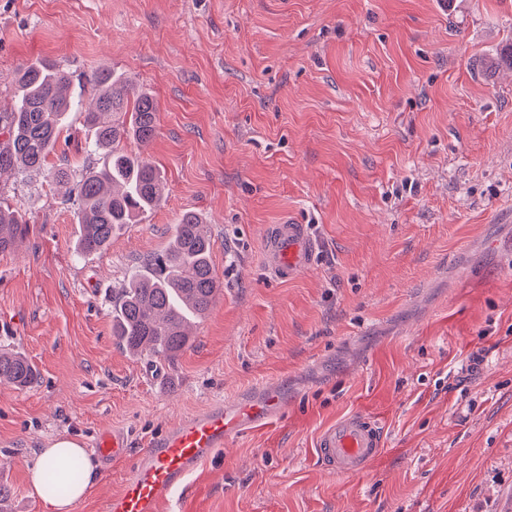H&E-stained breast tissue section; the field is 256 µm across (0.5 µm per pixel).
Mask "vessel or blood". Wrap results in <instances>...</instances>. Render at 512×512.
I'll use <instances>...</instances> for the list:
<instances>
[{
  "mask_svg": "<svg viewBox=\"0 0 512 512\" xmlns=\"http://www.w3.org/2000/svg\"><path fill=\"white\" fill-rule=\"evenodd\" d=\"M317 246L306 225L295 220L270 225L265 240L267 266L280 281L296 278L314 262ZM279 392L258 390L230 404H213L184 417L130 454L127 434L118 428L99 433L94 449L104 468L130 460L120 491L107 501L105 512H161L164 504L184 489L197 470L228 438L254 430L278 418ZM382 449V435L370 417L351 413L323 429L316 454L336 475L362 472Z\"/></svg>",
  "mask_w": 512,
  "mask_h": 512,
  "instance_id": "b4317fda",
  "label": "vessel or blood"
}]
</instances>
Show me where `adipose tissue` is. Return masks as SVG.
<instances>
[{"mask_svg":"<svg viewBox=\"0 0 512 512\" xmlns=\"http://www.w3.org/2000/svg\"><path fill=\"white\" fill-rule=\"evenodd\" d=\"M81 459L85 466L84 481L74 487L69 495L58 497L49 493L43 482L46 469L65 472L71 459ZM96 473V465L88 449L75 440L63 437L55 441L50 447L42 449L36 462L30 469V485L37 496L49 509V512H73L74 506L82 501L89 492Z\"/></svg>","mask_w":512,"mask_h":512,"instance_id":"obj_1","label":"adipose tissue"}]
</instances>
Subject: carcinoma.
<instances>
[{
    "instance_id": "1",
    "label": "carcinoma",
    "mask_w": 512,
    "mask_h": 512,
    "mask_svg": "<svg viewBox=\"0 0 512 512\" xmlns=\"http://www.w3.org/2000/svg\"><path fill=\"white\" fill-rule=\"evenodd\" d=\"M97 95L88 107L68 95L66 69L34 62L19 72L16 106L0 112V175L13 171L43 173L77 205L81 231L76 250L90 255L107 249L112 237L134 216L152 211L162 200L160 173L143 158L125 150L133 139L150 142L156 134L155 99L132 89L115 71L94 75ZM71 112L83 114L94 135L87 150L101 151L103 164L79 171L67 166L47 168ZM29 232L25 215L0 201V252L12 250ZM208 225L186 212L174 226L166 249L147 262L144 274L112 291L113 335L127 352L174 360L191 341L189 323L202 318L221 293L222 283L210 260ZM37 370L27 359L0 349V382L30 386ZM83 476L74 458L64 474L45 473V484L65 495Z\"/></svg>"
}]
</instances>
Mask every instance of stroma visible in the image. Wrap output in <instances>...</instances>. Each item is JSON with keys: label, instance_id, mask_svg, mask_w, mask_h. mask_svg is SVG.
I'll return each instance as SVG.
<instances>
[{"label": "stroma", "instance_id": "obj_1", "mask_svg": "<svg viewBox=\"0 0 512 512\" xmlns=\"http://www.w3.org/2000/svg\"><path fill=\"white\" fill-rule=\"evenodd\" d=\"M512 0H0V112L35 62L74 97L123 72L157 102L125 142L164 199L78 255L75 205L43 176L0 177L30 227L0 253V346L39 372L0 384V512H48L29 469L60 436L132 450L180 418L265 386L284 409L230 440L164 512H512ZM72 114L52 164L97 165ZM223 282L177 360L112 334V291L182 215ZM320 249L282 282L269 225ZM359 412L383 447L335 476L320 430ZM93 447L105 470H110L112 463L126 460L131 448L127 434L118 428L101 431Z\"/></svg>", "mask_w": 512, "mask_h": 512}]
</instances>
